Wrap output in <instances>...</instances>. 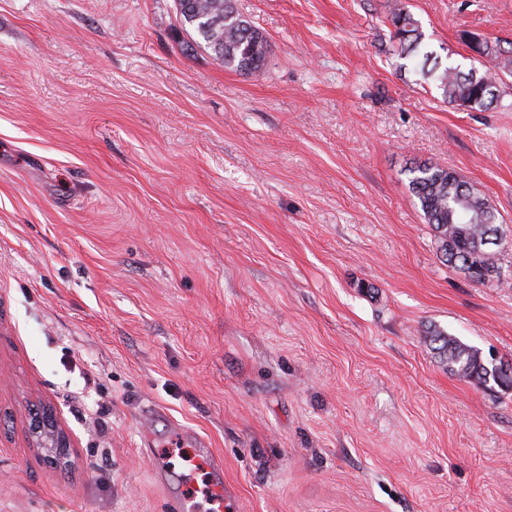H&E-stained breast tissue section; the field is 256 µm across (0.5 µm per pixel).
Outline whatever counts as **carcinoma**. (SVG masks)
<instances>
[{"mask_svg": "<svg viewBox=\"0 0 512 512\" xmlns=\"http://www.w3.org/2000/svg\"><path fill=\"white\" fill-rule=\"evenodd\" d=\"M179 19L202 39L224 68L251 75L265 65L267 41L263 34L237 11L234 0H175ZM390 22L398 41V55L416 62L425 79L439 83L444 99L469 112L488 111L503 98L505 79L512 78V43L484 40L475 52L490 59L491 65L461 70L442 65L439 56L425 48L419 21L401 3L391 12ZM409 189L417 198L427 223L431 224L440 258L457 272L479 269L490 278L498 277L495 257L477 251L489 226L501 228L497 209L456 172L432 163L410 169ZM425 341L436 352L449 374L484 386L495 381L491 362L481 352L455 336L433 327Z\"/></svg>", "mask_w": 512, "mask_h": 512, "instance_id": "obj_1", "label": "carcinoma"}]
</instances>
